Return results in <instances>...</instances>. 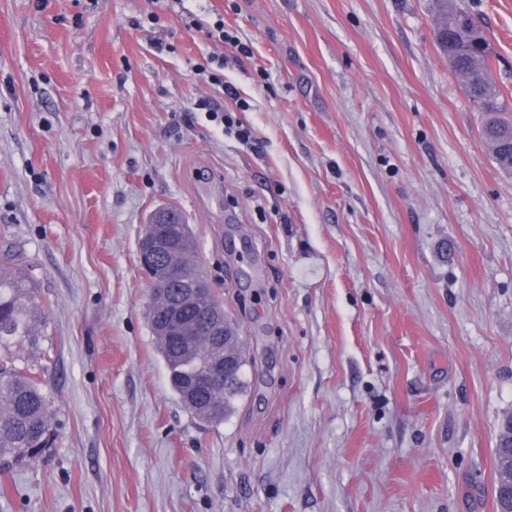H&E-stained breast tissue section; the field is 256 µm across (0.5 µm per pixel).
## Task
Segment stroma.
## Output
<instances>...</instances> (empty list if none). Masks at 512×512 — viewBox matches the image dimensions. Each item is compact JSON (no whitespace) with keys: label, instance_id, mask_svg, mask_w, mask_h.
Returning a JSON list of instances; mask_svg holds the SVG:
<instances>
[{"label":"stroma","instance_id":"35a3bbf8","mask_svg":"<svg viewBox=\"0 0 512 512\" xmlns=\"http://www.w3.org/2000/svg\"><path fill=\"white\" fill-rule=\"evenodd\" d=\"M457 4L512 97V0ZM435 27L432 0H0V246L35 287L0 358L55 431L0 512H495L512 173ZM165 206L247 342L218 425L174 398L146 318ZM188 26H194L199 29V31L205 30V33L208 38L225 44H231L234 48L237 49V51L244 56H247L250 54L249 46L246 44H243L237 35H235L233 32L226 30L224 27V18L219 17L208 26H204L203 23H201L198 19H194L193 23L187 24Z\"/></svg>","mask_w":512,"mask_h":512}]
</instances>
